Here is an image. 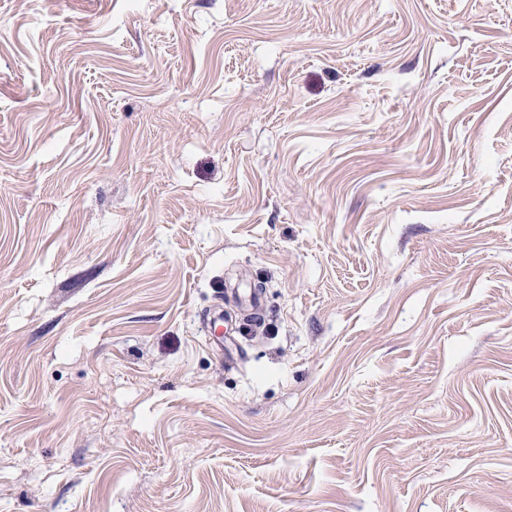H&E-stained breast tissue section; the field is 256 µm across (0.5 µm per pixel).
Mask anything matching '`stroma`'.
<instances>
[{"label":"stroma","instance_id":"stroma-1","mask_svg":"<svg viewBox=\"0 0 512 512\" xmlns=\"http://www.w3.org/2000/svg\"><path fill=\"white\" fill-rule=\"evenodd\" d=\"M0 512H512V0H0Z\"/></svg>","mask_w":512,"mask_h":512}]
</instances>
